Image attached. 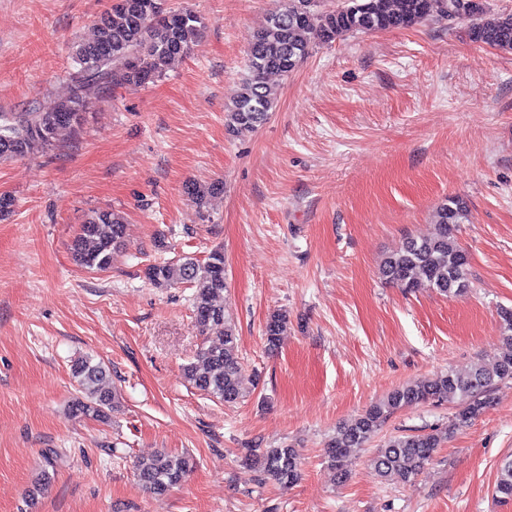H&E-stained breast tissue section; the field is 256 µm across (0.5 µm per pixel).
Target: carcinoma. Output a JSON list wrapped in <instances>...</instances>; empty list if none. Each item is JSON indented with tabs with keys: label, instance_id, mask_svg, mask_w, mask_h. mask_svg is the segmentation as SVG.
Instances as JSON below:
<instances>
[{
	"label": "carcinoma",
	"instance_id": "carcinoma-1",
	"mask_svg": "<svg viewBox=\"0 0 512 512\" xmlns=\"http://www.w3.org/2000/svg\"><path fill=\"white\" fill-rule=\"evenodd\" d=\"M156 0H116L97 20L92 36L71 47L73 71L69 93L49 111L36 107L23 112H0V161L23 157L53 146L59 130H82L88 109V90L108 95L123 84L145 85L162 78L188 54L200 36L203 22L191 11L159 15ZM448 23L471 22L473 41L512 51V12L493 11L489 0H344L341 9L323 7V0H281L266 24L255 33L249 47V73L241 91L225 106V126L230 132L263 125L277 102L269 83L272 73L289 74L310 55L316 42L329 43L350 33L405 29L426 19L432 8ZM222 183L208 187L194 183L186 192L202 208L208 198L221 193ZM469 216V206L460 197H450L436 211L435 231L410 239L405 247L386 256L379 267L382 279L406 292L429 288L445 296L457 295L469 286V260L456 232ZM124 217L112 210L97 211L80 227L72 245L77 264L90 270L112 267L114 253L124 245ZM148 278L158 287L185 284L194 289L193 316L200 332L213 325L224 326V337L204 340L194 361L185 368L191 385L200 392L234 403L241 397L242 364L232 328L225 325L226 288L224 252H209L205 262L191 259L163 261L148 268ZM506 348L488 368L475 366L467 375L441 374L394 389L350 423L339 427L327 444L325 457L340 478L347 477L351 453L364 447L390 415L418 403L459 401L453 426L475 419L488 403V393L498 381L512 379V309L499 313ZM287 316L275 313L267 320L264 335L268 349L279 348ZM71 375L82 396L71 406L72 417L103 421L117 408L116 393L105 388L106 368L84 357L73 362ZM444 436L436 431L388 439L373 458L379 476L393 483L412 481L433 457ZM251 462L263 475L281 484H292L301 475V458L294 448H265L251 454ZM193 468L188 456L166 453L142 458L136 476L142 486L162 495L185 481ZM496 493L512 498V459L500 467Z\"/></svg>",
	"mask_w": 512,
	"mask_h": 512
}]
</instances>
